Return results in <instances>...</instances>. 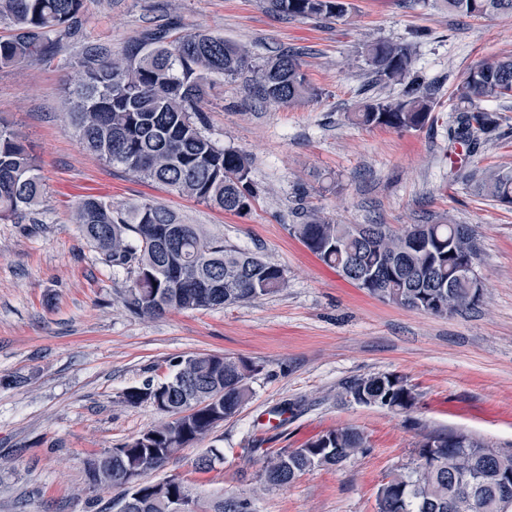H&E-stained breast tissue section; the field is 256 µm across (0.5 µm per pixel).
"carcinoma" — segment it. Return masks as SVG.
<instances>
[{"instance_id": "obj_1", "label": "carcinoma", "mask_w": 512, "mask_h": 512, "mask_svg": "<svg viewBox=\"0 0 512 512\" xmlns=\"http://www.w3.org/2000/svg\"><path fill=\"white\" fill-rule=\"evenodd\" d=\"M267 12L285 18L329 22L345 17L348 0H262ZM450 13L485 18L512 15V0H433ZM85 0H0V21L14 32L0 39V68L37 60L53 45V36L75 37ZM175 26L146 31L120 51L106 44L84 46L78 75L69 90L66 119L83 148L108 164L153 184L167 186L227 213L240 214L253 198L250 159L224 149L203 132L200 107L212 74H253L256 93L288 106L313 98L319 90L303 70L298 52L287 49L261 64L249 50L205 29L180 36ZM372 83L402 86L393 100H366L349 120L395 130L425 125L436 104L434 91L414 71L405 45L375 41L364 45ZM512 97V56L470 69L453 96L454 123L448 142L477 152L496 129L482 107L485 99ZM479 194L512 204V170L494 171L475 182ZM37 157L9 123L0 120V221L17 222L43 202ZM290 232L326 265L353 281L364 270L377 275L366 290L389 303L446 317L476 305L480 296L460 284L452 290L448 270L456 259L448 246L468 239L467 255L479 260L475 229L466 224H338L315 210L301 211ZM73 223L100 262L122 268L131 284L124 305L132 313L154 317L166 312L223 308L270 295L286 284L284 269L256 253L227 244L200 224H186L166 206L147 201L128 209L94 196L73 207ZM163 382L129 388L131 405H151L164 416L159 424L125 443L87 459L85 471L94 489H113L117 512H166L170 497H188L184 483L169 477L144 479L183 448L206 438L232 418L249 396L248 381L258 366L218 353H190L171 363ZM344 392L364 405L408 412L417 394L407 380L389 374L358 379ZM457 433L430 432L418 451V463L390 477L377 495V512H512V450L492 454L478 438L455 442ZM368 451L355 427L329 430L302 448L265 453L261 481L267 488L292 483L316 467L339 466Z\"/></svg>"}]
</instances>
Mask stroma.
Segmentation results:
<instances>
[{
    "mask_svg": "<svg viewBox=\"0 0 512 512\" xmlns=\"http://www.w3.org/2000/svg\"><path fill=\"white\" fill-rule=\"evenodd\" d=\"M339 20L286 19L261 0H87L77 39L36 61L0 69V117L40 161L37 214L0 222V512H113V491H92L86 458L122 447L159 416L125 402L126 390L161 382L188 353L258 365L248 402L204 441L182 449L159 481L181 479L200 512L229 499L248 512H376L377 491L415 466L424 433L465 431L512 448V207L477 195L483 174L512 169V98L488 102L494 138L474 154L448 144V98L470 68L512 55V17L467 18L426 0H351ZM174 19L247 46L256 61L293 48L320 94L291 106L263 103L246 77H215L204 99L205 134L252 161L255 196L230 214L140 181L83 150L67 125L68 87L82 44L122 49ZM415 47L416 68L438 104L419 130L352 124L371 97L364 43ZM95 196L115 205L161 202L186 223L281 266L284 288L215 310L149 318L127 310L125 272L102 266L78 233L71 206ZM343 224H468L479 231L476 270L485 288L470 310L436 317L370 295L311 253L289 225L301 208ZM377 373L406 378L416 406L396 413L343 396ZM363 432L370 449L281 488L259 481L260 450L299 448L334 428ZM218 457L207 472L195 459Z\"/></svg>",
    "mask_w": 512,
    "mask_h": 512,
    "instance_id": "1",
    "label": "stroma"
}]
</instances>
